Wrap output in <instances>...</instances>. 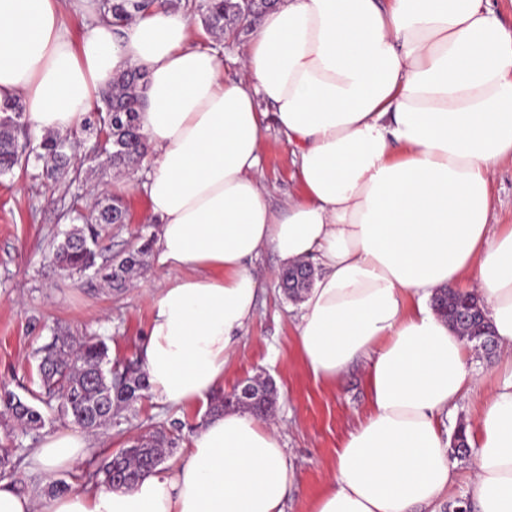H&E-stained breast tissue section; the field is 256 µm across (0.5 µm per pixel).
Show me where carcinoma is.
<instances>
[{"mask_svg": "<svg viewBox=\"0 0 512 512\" xmlns=\"http://www.w3.org/2000/svg\"><path fill=\"white\" fill-rule=\"evenodd\" d=\"M97 2L100 16L118 27L131 20L135 13L149 8L155 0ZM263 6L261 0H251L249 13L245 14L240 0H186L184 4L190 15L200 17L206 31L216 35L235 31L234 24L258 15ZM143 81V74L137 71L119 74L112 87L103 93L102 106L88 113L80 130L43 137L35 152L37 161L43 163L42 174L55 179L67 171L75 160L80 131L95 136L107 132V150L95 157L98 165L118 171L136 167L146 153L144 137L140 133V86ZM25 126L20 100L0 108V176L29 164L30 155L24 154L17 140L18 131ZM70 212L71 220L78 225L54 247L53 264L71 274H82L93 268L100 281L111 290L124 288L134 274L144 270L148 253L146 243L116 262L96 265L107 226L118 223L126 214L120 195L108 193L98 206L86 212L81 210L76 199ZM289 272L294 287L284 289V293L296 300L309 287L313 270L310 265L301 263L289 268ZM433 307L464 341L474 347H481L486 339L495 340L487 317L480 314L472 319L468 315L470 310L480 308L476 295L443 291L435 296ZM37 359L38 389L30 391L31 397L84 431L112 422L114 409L131 405L149 390L140 368L131 363H112L107 344L97 337L56 336L51 343L37 350ZM275 405L276 390L262 385L257 399L244 408L256 414L270 415ZM0 406L4 408V414L27 433H37L45 426L46 418L39 407L6 388L0 390ZM172 444L173 441L159 431L144 436L136 441V447L121 448L112 454L89 475V480L111 488L127 486L158 467L164 447ZM451 450L460 456L470 451L465 425L457 427Z\"/></svg>", "mask_w": 512, "mask_h": 512, "instance_id": "carcinoma-1", "label": "carcinoma"}]
</instances>
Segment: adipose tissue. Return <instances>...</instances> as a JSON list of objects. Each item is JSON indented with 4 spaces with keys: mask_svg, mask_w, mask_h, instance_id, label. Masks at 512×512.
<instances>
[{
    "mask_svg": "<svg viewBox=\"0 0 512 512\" xmlns=\"http://www.w3.org/2000/svg\"><path fill=\"white\" fill-rule=\"evenodd\" d=\"M72 43L60 0H0V102L22 98L39 135L79 129L124 71L144 74L143 189L159 267L141 367L150 393L208 401L252 318L271 249L319 273L297 331L316 379L362 365L369 409L336 451L313 512H437L454 483L446 420L482 380L432 307L441 290L483 300L504 354L468 427L476 512H512V225L490 224L489 169L512 161V29L492 0H278L253 24L244 77L161 4L120 28L92 0ZM267 103L301 199L273 209L261 174ZM72 430L33 450L70 467ZM294 467L276 427L234 407L132 487L41 499L0 481V512H285Z\"/></svg>",
    "mask_w": 512,
    "mask_h": 512,
    "instance_id": "obj_1",
    "label": "adipose tissue"
}]
</instances>
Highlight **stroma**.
<instances>
[{
	"instance_id": "1",
	"label": "stroma",
	"mask_w": 512,
	"mask_h": 512,
	"mask_svg": "<svg viewBox=\"0 0 512 512\" xmlns=\"http://www.w3.org/2000/svg\"><path fill=\"white\" fill-rule=\"evenodd\" d=\"M189 31L193 45L217 50L226 74H239L249 32L218 40L196 16L189 20ZM266 124L262 182L269 204L279 209L303 190L284 135L274 119H267ZM146 175L142 166L121 173L97 169L82 172L80 179L71 183L65 179L41 181L34 178L32 169L18 167L11 175L0 177V385L26 396L36 378L34 350L62 335L101 337L111 358L138 361L151 315L148 293L155 286L156 252L148 253L135 286L120 293L103 290L93 275L70 276L58 271L50 264L49 255L72 227L65 216L71 198L78 195L83 202H90L120 180L131 185L123 193L130 221L113 225L109 257L155 239L158 226L150 218L142 188ZM490 182L495 196L491 223L512 225V162L494 164ZM297 308V302L285 298L276 280L266 283L240 349L225 369L219 393L227 395L241 380L259 374L274 380L276 420L295 466L285 512H311L329 484L337 448L367 409V389L358 366L333 384L312 376L297 335ZM211 414L208 403L171 408L145 395L121 410L117 423L92 432L93 446L84 460L48 471L33 469L31 453L44 437L68 428V421L53 419L35 435L6 426L0 417V448L10 449L17 463L6 479L22 490H42L56 481L74 489L84 487L89 472L151 428L174 438L167 454L172 460L182 454Z\"/></svg>"
}]
</instances>
